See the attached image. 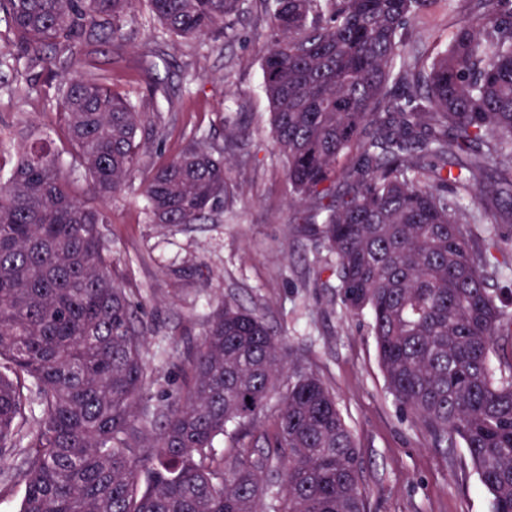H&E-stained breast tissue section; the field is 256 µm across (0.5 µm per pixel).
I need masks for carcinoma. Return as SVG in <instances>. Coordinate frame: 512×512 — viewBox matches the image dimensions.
I'll list each match as a JSON object with an SVG mask.
<instances>
[{
	"label": "carcinoma",
	"instance_id": "cac0c4a2",
	"mask_svg": "<svg viewBox=\"0 0 512 512\" xmlns=\"http://www.w3.org/2000/svg\"><path fill=\"white\" fill-rule=\"evenodd\" d=\"M142 3L170 34L205 38L240 0H0V63L55 80L71 148L66 164L30 129L0 178V457L24 456L18 512H267L274 475L277 512H366L335 393L301 370L279 392L284 339L235 302L207 316L184 388L145 405L149 327L114 274L105 202L139 174L153 223L197 224L227 177L204 137L142 170L151 116L106 74L72 71L77 47L122 38ZM269 7L272 134L294 205L320 220L300 231L334 257L345 309L369 312L389 395L436 445L465 448L493 512H512V353L498 344L512 316L490 288L495 225L512 224V0ZM276 393L279 471L245 443Z\"/></svg>",
	"mask_w": 512,
	"mask_h": 512
}]
</instances>
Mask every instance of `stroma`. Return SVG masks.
Masks as SVG:
<instances>
[{
	"mask_svg": "<svg viewBox=\"0 0 512 512\" xmlns=\"http://www.w3.org/2000/svg\"><path fill=\"white\" fill-rule=\"evenodd\" d=\"M266 0H241L224 31L202 40L168 34L147 11L116 44L83 46L89 72L154 115L152 168L191 139L228 150V191L218 215L160 229L146 211L140 178L108 205L114 270L141 301L150 327V406L184 384L183 355L201 340L212 308L233 300L284 337V355L332 389L360 448L367 512H493L462 447L438 448L387 393L367 315L348 313L319 241L299 231L300 214L271 133L262 90ZM69 145L46 76L24 64L0 67V142L20 139L27 122Z\"/></svg>",
	"mask_w": 512,
	"mask_h": 512,
	"instance_id": "stroma-1",
	"label": "stroma"
}]
</instances>
